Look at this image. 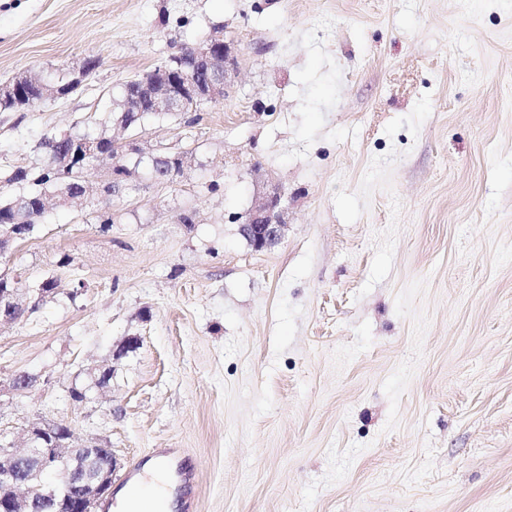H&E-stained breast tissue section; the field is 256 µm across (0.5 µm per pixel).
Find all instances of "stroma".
Instances as JSON below:
<instances>
[{"label":"stroma","mask_w":512,"mask_h":512,"mask_svg":"<svg viewBox=\"0 0 512 512\" xmlns=\"http://www.w3.org/2000/svg\"><path fill=\"white\" fill-rule=\"evenodd\" d=\"M219 27L223 102L141 127L185 171L106 197L88 170L0 253L22 301L58 281L0 325V386L37 380L0 431L66 421L116 490L172 449L178 512H512V0H0V83L99 60L0 112V196L46 135L125 140L122 85ZM272 184L288 227L258 251ZM282 189L273 185L268 192L255 201L239 225L240 234L258 251L277 245L287 224L279 209Z\"/></svg>","instance_id":"obj_1"}]
</instances>
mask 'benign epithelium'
<instances>
[{
  "label": "benign epithelium",
  "mask_w": 512,
  "mask_h": 512,
  "mask_svg": "<svg viewBox=\"0 0 512 512\" xmlns=\"http://www.w3.org/2000/svg\"><path fill=\"white\" fill-rule=\"evenodd\" d=\"M186 52L194 59L193 70H174L171 60L167 59L155 69L142 73L132 81V90L126 94L125 111L141 112L149 106L155 112H185L200 103L222 101L236 69V58L230 44L224 40V30L217 29L206 40L187 46ZM28 83H38L37 77L21 72L11 81L0 84V97L13 96L21 100L22 88ZM73 146L66 157V168L69 176L78 181L86 163L99 155L97 142L90 139L75 140ZM129 147L138 158L164 171L169 180L180 175L191 161L187 150L146 153L133 142ZM281 196L282 189L271 186L255 201L239 225L240 234L257 251L274 247L282 238L285 219L280 210ZM22 309L17 290L0 292V322L18 320ZM61 427L66 429V435H71L63 421L32 422L25 430L27 447L24 450H17L11 440L0 444V512H34V504L53 498L62 483L84 489L71 512H92L97 492L108 483L109 474L90 465V458L97 454L99 447L75 448L68 442L63 447L70 464L64 471L58 470L51 458L44 455L41 440Z\"/></svg>",
  "instance_id": "7a95c632"
}]
</instances>
